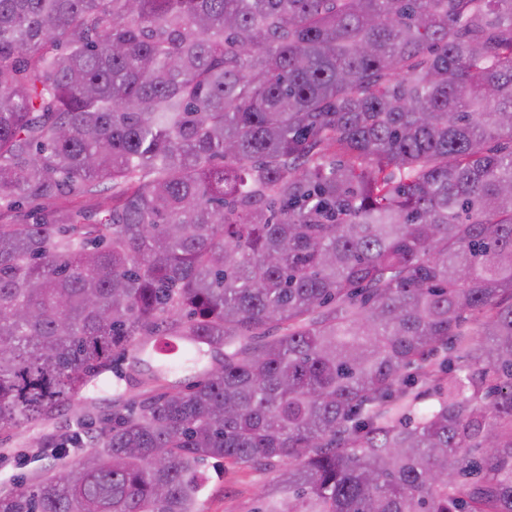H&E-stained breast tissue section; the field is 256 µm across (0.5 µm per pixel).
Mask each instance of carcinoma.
I'll use <instances>...</instances> for the list:
<instances>
[{"label":"carcinoma","mask_w":512,"mask_h":512,"mask_svg":"<svg viewBox=\"0 0 512 512\" xmlns=\"http://www.w3.org/2000/svg\"><path fill=\"white\" fill-rule=\"evenodd\" d=\"M8 213L1 434L212 364L0 512H512V0H0ZM202 366L198 368H179L170 371L161 383L174 389H182L198 380L202 375ZM209 482L202 492L204 512H254L260 507L257 494L273 474L211 460L206 466Z\"/></svg>","instance_id":"cac0c4a2"}]
</instances>
